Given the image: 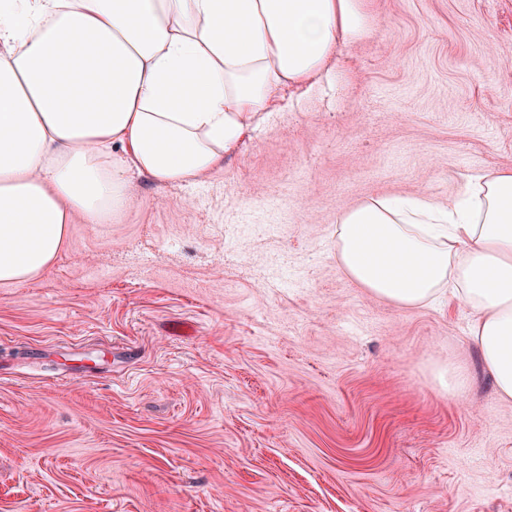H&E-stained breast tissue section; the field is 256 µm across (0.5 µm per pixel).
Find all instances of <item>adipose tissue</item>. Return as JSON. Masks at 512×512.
Segmentation results:
<instances>
[{
    "instance_id": "obj_1",
    "label": "adipose tissue",
    "mask_w": 512,
    "mask_h": 512,
    "mask_svg": "<svg viewBox=\"0 0 512 512\" xmlns=\"http://www.w3.org/2000/svg\"><path fill=\"white\" fill-rule=\"evenodd\" d=\"M366 0H0V283L55 259L68 225L128 208L131 177L223 168L277 92L362 38ZM459 200L345 210L341 270L399 308L450 292L512 399V170Z\"/></svg>"
}]
</instances>
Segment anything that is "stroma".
Masks as SVG:
<instances>
[{"mask_svg": "<svg viewBox=\"0 0 512 512\" xmlns=\"http://www.w3.org/2000/svg\"><path fill=\"white\" fill-rule=\"evenodd\" d=\"M368 13L222 169L134 176L128 210L0 284V512H512V403L465 311L336 262L344 209L512 168V0ZM435 378L442 388L448 389V396H452L467 380V376L449 362L447 367L437 370Z\"/></svg>", "mask_w": 512, "mask_h": 512, "instance_id": "35a3bbf8", "label": "stroma"}]
</instances>
